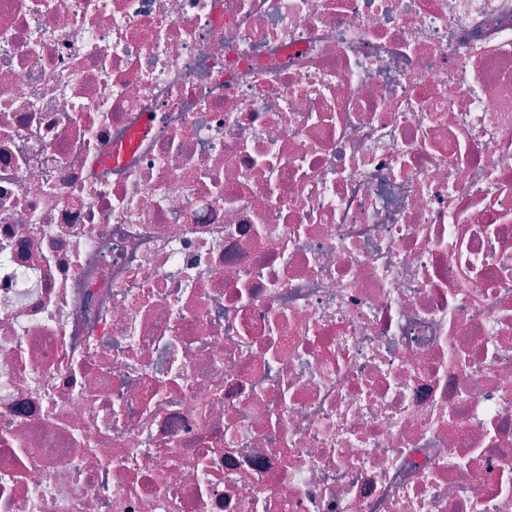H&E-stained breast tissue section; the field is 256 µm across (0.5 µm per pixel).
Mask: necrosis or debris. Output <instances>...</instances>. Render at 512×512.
Instances as JSON below:
<instances>
[{
	"instance_id": "obj_1",
	"label": "necrosis or debris",
	"mask_w": 512,
	"mask_h": 512,
	"mask_svg": "<svg viewBox=\"0 0 512 512\" xmlns=\"http://www.w3.org/2000/svg\"><path fill=\"white\" fill-rule=\"evenodd\" d=\"M0 512H512V0H0Z\"/></svg>"
}]
</instances>
